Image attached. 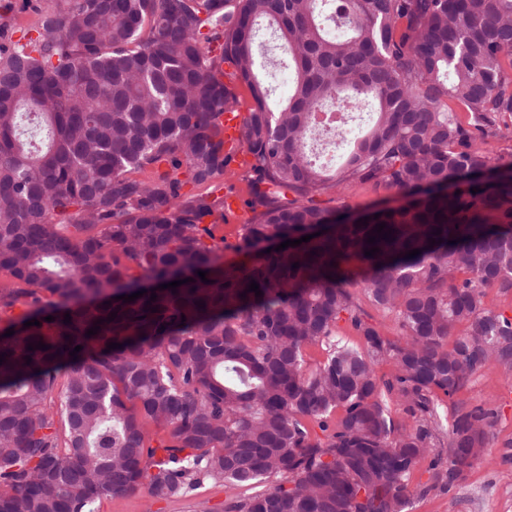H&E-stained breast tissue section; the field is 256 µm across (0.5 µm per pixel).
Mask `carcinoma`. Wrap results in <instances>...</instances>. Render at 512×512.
I'll list each match as a JSON object with an SVG mask.
<instances>
[{
	"mask_svg": "<svg viewBox=\"0 0 512 512\" xmlns=\"http://www.w3.org/2000/svg\"><path fill=\"white\" fill-rule=\"evenodd\" d=\"M264 22L293 66L275 109ZM240 85L256 215L235 246L249 261L226 267L224 200L186 187L230 166L219 124ZM364 102L374 119L344 162L318 164L316 113ZM507 115L512 0H60L16 40L0 26V313L24 308L0 326V512H97L207 478L269 485L225 512H412L421 459L433 486L464 481L495 412L444 418L436 394L489 366L512 376V318L484 305L486 289L512 291V160L481 147ZM352 183L391 197H312ZM382 222L392 234L367 243ZM360 276L398 341L360 305ZM316 344L327 356L311 366ZM394 398L413 428L395 425ZM149 425L168 438L152 445ZM382 191L376 192L371 184H350L339 191L330 189L316 193L314 199L323 206L336 208L343 205L352 208H364L377 201L378 197L384 195Z\"/></svg>",
	"mask_w": 512,
	"mask_h": 512,
	"instance_id": "1",
	"label": "carcinoma"
}]
</instances>
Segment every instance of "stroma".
Segmentation results:
<instances>
[{"instance_id": "obj_1", "label": "stroma", "mask_w": 512, "mask_h": 512, "mask_svg": "<svg viewBox=\"0 0 512 512\" xmlns=\"http://www.w3.org/2000/svg\"><path fill=\"white\" fill-rule=\"evenodd\" d=\"M257 41L276 103L284 97L280 83L288 60L271 30L260 28ZM442 405L448 415L476 406L494 409L497 415L487 429L485 456L452 491L430 488L428 461L417 465L408 486L415 512H512V377L492 368L481 370L464 389L443 398ZM227 496L223 483L206 480L190 493L167 498L151 497L144 489L105 498L98 512H224Z\"/></svg>"}]
</instances>
